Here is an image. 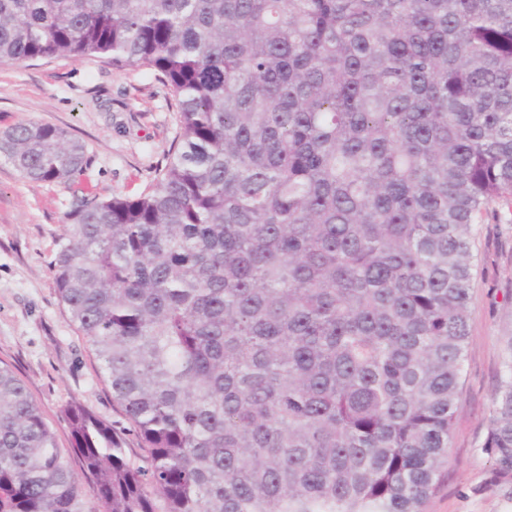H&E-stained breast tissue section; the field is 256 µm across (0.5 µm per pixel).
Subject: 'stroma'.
Segmentation results:
<instances>
[{"mask_svg":"<svg viewBox=\"0 0 512 512\" xmlns=\"http://www.w3.org/2000/svg\"><path fill=\"white\" fill-rule=\"evenodd\" d=\"M168 88L151 72L116 70L106 60L55 57L0 64V131L36 120L87 146L88 166L61 184L34 183L0 165V361L39 404L60 447L70 445L61 411L78 401L125 431L127 455L140 440L126 431L89 343L59 301L51 265L77 196L142 191L166 163L175 129ZM491 203L475 220L468 349L448 464L423 512H512V484L490 480L484 450L506 337L512 332V223Z\"/></svg>","mask_w":512,"mask_h":512,"instance_id":"obj_1","label":"stroma"}]
</instances>
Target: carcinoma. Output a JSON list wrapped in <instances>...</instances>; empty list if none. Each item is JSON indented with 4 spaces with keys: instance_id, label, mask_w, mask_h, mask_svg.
Returning <instances> with one entry per match:
<instances>
[{
    "instance_id": "carcinoma-1",
    "label": "carcinoma",
    "mask_w": 512,
    "mask_h": 512,
    "mask_svg": "<svg viewBox=\"0 0 512 512\" xmlns=\"http://www.w3.org/2000/svg\"><path fill=\"white\" fill-rule=\"evenodd\" d=\"M59 56L176 101L154 182L77 198L53 264L144 464L79 402L59 447L0 361V512H422L474 219L512 200V0H0V63ZM0 163L62 183L87 148L25 121ZM485 448L512 483V332Z\"/></svg>"
}]
</instances>
